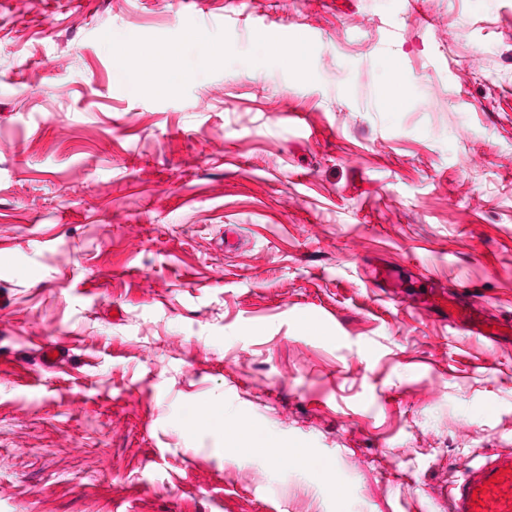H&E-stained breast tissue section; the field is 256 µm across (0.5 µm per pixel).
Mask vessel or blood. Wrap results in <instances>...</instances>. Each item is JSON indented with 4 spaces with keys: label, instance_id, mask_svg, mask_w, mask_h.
<instances>
[{
    "label": "vessel or blood",
    "instance_id": "obj_1",
    "mask_svg": "<svg viewBox=\"0 0 512 512\" xmlns=\"http://www.w3.org/2000/svg\"><path fill=\"white\" fill-rule=\"evenodd\" d=\"M450 323L488 342H497L493 316L481 304L463 303L448 314ZM448 512H512V452L490 455L477 465L463 464L444 494Z\"/></svg>",
    "mask_w": 512,
    "mask_h": 512
}]
</instances>
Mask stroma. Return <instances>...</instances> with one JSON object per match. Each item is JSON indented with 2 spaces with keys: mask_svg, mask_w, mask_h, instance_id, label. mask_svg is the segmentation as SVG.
Masks as SVG:
<instances>
[{
  "mask_svg": "<svg viewBox=\"0 0 512 512\" xmlns=\"http://www.w3.org/2000/svg\"><path fill=\"white\" fill-rule=\"evenodd\" d=\"M0 285V512H444L512 448L430 305L512 326V0H0Z\"/></svg>",
  "mask_w": 512,
  "mask_h": 512,
  "instance_id": "stroma-1",
  "label": "stroma"
}]
</instances>
